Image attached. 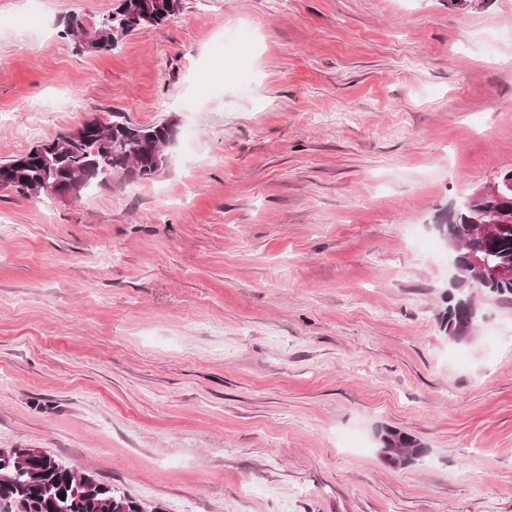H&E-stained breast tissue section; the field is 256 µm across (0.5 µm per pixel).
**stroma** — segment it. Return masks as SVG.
Returning <instances> with one entry per match:
<instances>
[{
	"label": "stroma",
	"mask_w": 512,
	"mask_h": 512,
	"mask_svg": "<svg viewBox=\"0 0 512 512\" xmlns=\"http://www.w3.org/2000/svg\"><path fill=\"white\" fill-rule=\"evenodd\" d=\"M0 0V160L123 113L154 179L0 191V448L159 512H512V301L439 328L433 226L512 169V0ZM422 441L419 464L375 431ZM165 1L176 3L171 6L163 4ZM181 7V0H120L112 13L92 23L79 13L71 14L62 35L73 39L86 53L108 52L130 33L173 19ZM135 15L140 17L138 22L131 19ZM393 441L399 442L404 448H415V454L410 450L397 456L400 466L414 465L412 461L419 462V459L424 454L425 446L413 435L396 427L381 426L377 432L378 451H381L383 448H395L393 447Z\"/></svg>",
	"instance_id": "35a3bbf8"
}]
</instances>
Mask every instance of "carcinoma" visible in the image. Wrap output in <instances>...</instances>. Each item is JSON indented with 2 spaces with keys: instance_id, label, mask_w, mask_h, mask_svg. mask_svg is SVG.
Returning a JSON list of instances; mask_svg holds the SVG:
<instances>
[{
  "instance_id": "cac0c4a2",
  "label": "carcinoma",
  "mask_w": 512,
  "mask_h": 512,
  "mask_svg": "<svg viewBox=\"0 0 512 512\" xmlns=\"http://www.w3.org/2000/svg\"><path fill=\"white\" fill-rule=\"evenodd\" d=\"M182 0L175 5L165 0H120L112 13L89 23L73 13L63 31L86 53L108 52L130 33L158 26L173 19L181 10ZM98 122L83 124L78 137L65 134L53 139L60 144L61 154L36 156L34 150L0 162V185L25 196L45 193L49 178L62 185L74 181L82 195L111 175L122 174L139 180L153 179L167 165L163 142L171 135L168 122L140 125L118 112L106 122L108 139L97 130ZM498 212L497 235L483 246L491 264L512 267V194L507 201L477 200L470 210L458 212L452 220L434 226L438 237L450 244L465 241L468 226L482 219L489 209ZM442 293V307L437 314L441 331L448 338L464 333L459 328L461 317L454 311L457 301L482 306L488 300H512V279L492 282L483 292L454 290ZM398 442L408 452L398 456L402 466H410L424 454V445L413 435L392 426L377 432L378 449L391 448ZM19 449L0 450V512H145L143 502L126 495L112 485L85 472L76 474L62 460L46 455L27 465L17 463ZM65 499H60V496Z\"/></svg>"
}]
</instances>
